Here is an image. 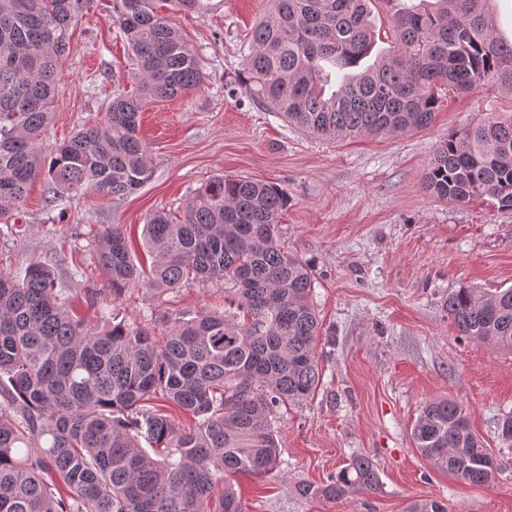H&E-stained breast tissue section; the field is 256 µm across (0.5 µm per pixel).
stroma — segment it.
<instances>
[{"instance_id":"obj_1","label":"stroma","mask_w":512,"mask_h":512,"mask_svg":"<svg viewBox=\"0 0 512 512\" xmlns=\"http://www.w3.org/2000/svg\"><path fill=\"white\" fill-rule=\"evenodd\" d=\"M112 7L113 0H95L72 29L49 141L103 121L112 96L133 86ZM266 10L267 0L167 8L196 48L205 79L143 112L151 179L124 198L89 193L71 200L62 216L48 202L45 180L36 179L14 225L0 224V271L17 275L33 260L64 256L59 281L94 325L97 313L70 275L83 270L104 287L95 265L104 225L123 226L133 256L147 266L143 226L154 211L179 213L219 173L275 183L288 196L279 243L313 269L323 382L313 399L276 410V476H230L247 512H403L419 498L445 501L449 512H512V449L498 434L500 418L512 415V354L461 340L442 309L454 288L512 287V211L482 199L441 202L422 187L424 166L449 132L492 109L512 112V91L490 84L448 93L428 128L395 138H314L237 89L243 38ZM223 308V283L191 281L164 294L135 285L116 314L126 324L155 327L162 343L163 318ZM443 397L466 409L472 429L502 460L491 486L460 482L416 450L414 422ZM359 454L379 471L377 492L336 503L300 495L299 482L323 483Z\"/></svg>"}]
</instances>
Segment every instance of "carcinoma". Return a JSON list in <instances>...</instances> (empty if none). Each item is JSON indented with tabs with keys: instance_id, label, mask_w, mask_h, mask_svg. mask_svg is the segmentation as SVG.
Returning <instances> with one entry per match:
<instances>
[{
	"instance_id": "1",
	"label": "carcinoma",
	"mask_w": 512,
	"mask_h": 512,
	"mask_svg": "<svg viewBox=\"0 0 512 512\" xmlns=\"http://www.w3.org/2000/svg\"><path fill=\"white\" fill-rule=\"evenodd\" d=\"M198 2L114 0L135 91L113 96L104 122L48 148L68 31L94 0H0L1 224L40 176L49 202L60 205L88 191L124 197L152 177L141 113L203 82L194 46L158 4L190 12ZM372 2L268 0L248 36L243 92L295 128L338 140L426 129L446 88L468 92L494 81L512 89V42L500 37L490 0L397 11L389 49L355 72L376 42ZM423 186L440 201L487 199L512 210V113L484 112L448 134ZM287 204L274 183L221 174L181 217H149L151 290L189 279L233 290V313L177 317L163 346L152 328L115 322L87 280L80 285L101 327L75 316L55 258L33 261L19 276L0 271V512H245L226 476L274 474L273 413L308 400L323 380L313 273L277 240ZM96 265L114 303L139 280L120 226L101 231ZM442 307L459 336L512 354V288L453 289ZM158 394L190 412L194 427L148 408ZM411 437L430 465L464 483L489 486L501 469L452 399L428 403ZM379 488L378 470L363 455L321 485H298L302 496L330 503ZM404 512H448V505L415 499Z\"/></svg>"
}]
</instances>
